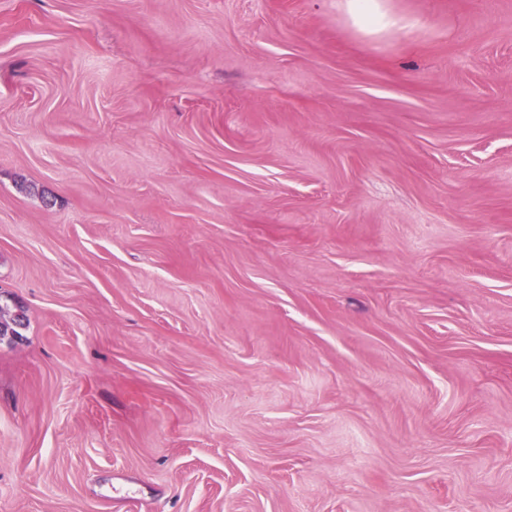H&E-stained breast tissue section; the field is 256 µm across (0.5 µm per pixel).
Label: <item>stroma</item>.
I'll use <instances>...</instances> for the list:
<instances>
[{"label":"stroma","mask_w":512,"mask_h":512,"mask_svg":"<svg viewBox=\"0 0 512 512\" xmlns=\"http://www.w3.org/2000/svg\"><path fill=\"white\" fill-rule=\"evenodd\" d=\"M0 0V512H512V0ZM344 10L350 26L363 35L394 31L398 19L386 8L382 0H346Z\"/></svg>","instance_id":"35a3bbf8"}]
</instances>
